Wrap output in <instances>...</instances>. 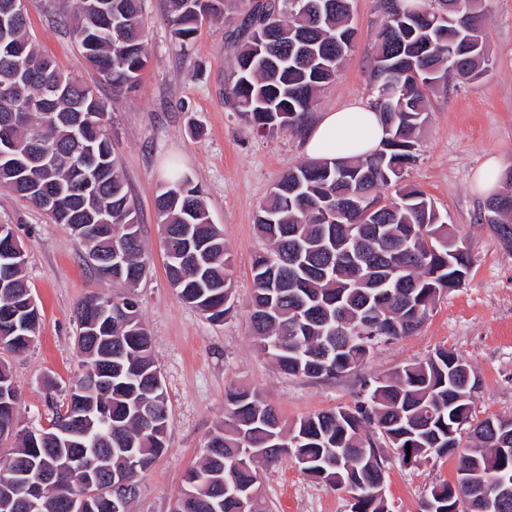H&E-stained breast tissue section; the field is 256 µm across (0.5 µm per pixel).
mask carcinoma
I'll return each mask as SVG.
<instances>
[{
    "label": "carcinoma",
    "instance_id": "1",
    "mask_svg": "<svg viewBox=\"0 0 512 512\" xmlns=\"http://www.w3.org/2000/svg\"><path fill=\"white\" fill-rule=\"evenodd\" d=\"M141 0H72L71 35L112 92L139 85L148 53ZM167 23L181 44L192 42L202 20L224 15V0H168ZM480 0H383L385 20L375 34L371 69L374 102L386 139L365 159H311L288 170L260 203L255 223L268 249L252 265L253 335L262 353L288 375L334 378L353 372L382 340L417 330L436 299L464 281L470 258L448 244L446 215L422 189L404 183L416 162L414 132L427 120L429 92L453 75L479 78L489 65ZM352 0H266L241 12L248 40L234 53L228 98L258 132L298 127L317 94L336 77L352 49ZM57 145L64 162L47 170L20 164L33 140ZM396 187L388 201L381 190ZM0 187L33 203L55 224L67 225L88 252L117 248L127 255L112 279L134 288L146 276L137 207L129 194L95 90L61 71L27 34V19L0 29ZM167 226L164 252L172 288L191 308L221 321L231 309L230 259L224 236L211 223L201 191L174 168L155 199ZM503 242L512 241V190L486 204L481 216ZM0 233V349L21 353L40 327V311L25 304L29 288L21 245ZM83 372L67 390V413L55 429H16L3 406L17 404L9 364L0 357V443L14 440L0 469V488L26 494L21 475L49 473L41 512H71L58 487L83 479L86 464L122 472L127 483L87 488L92 512H114L118 493L128 502L166 447L168 406L151 354V338L135 294L96 295L75 308ZM467 364L438 349L427 359L364 383L348 408L320 412L287 427L250 389L224 396V422L206 442L179 497L184 512H239L227 493L246 486L250 512H270L256 460L290 457L320 483L350 494V512H388L380 494L385 456L364 436L378 429L401 460L413 465L461 450L466 481L442 482L420 512H483L497 486L512 485V425L477 423L457 401ZM468 432L473 444L463 443ZM411 449H406V446Z\"/></svg>",
    "mask_w": 512,
    "mask_h": 512
}]
</instances>
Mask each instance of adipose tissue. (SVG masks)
Here are the masks:
<instances>
[{"mask_svg": "<svg viewBox=\"0 0 512 512\" xmlns=\"http://www.w3.org/2000/svg\"><path fill=\"white\" fill-rule=\"evenodd\" d=\"M385 127L371 103L353 101L323 113L304 139V152L311 158L351 159L379 149Z\"/></svg>", "mask_w": 512, "mask_h": 512, "instance_id": "1", "label": "adipose tissue"}]
</instances>
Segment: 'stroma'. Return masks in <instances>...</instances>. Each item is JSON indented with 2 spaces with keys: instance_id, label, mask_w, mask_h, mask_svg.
<instances>
[{
  "instance_id": "obj_1",
  "label": "stroma",
  "mask_w": 512,
  "mask_h": 512,
  "mask_svg": "<svg viewBox=\"0 0 512 512\" xmlns=\"http://www.w3.org/2000/svg\"><path fill=\"white\" fill-rule=\"evenodd\" d=\"M70 0H26L29 34L59 69L91 86L108 106L115 154L139 214V236L149 270L135 293L151 337L152 354L169 403L167 448L141 481L133 512H170L187 471L199 464L210 434L224 419V393L258 391L286 423L350 407L365 381L456 352L475 382V420L512 418V249L480 220L488 202L473 180L492 155L512 170V0H484L486 50L494 64L474 81L449 79L429 94L427 122L417 134V162L406 180L446 212L471 260L459 288L436 301L415 332L379 343L357 371L333 379L289 376L258 349L249 305L251 266L266 245L255 228L261 201L288 168L305 161V127L259 134L225 97L240 19H204L194 45L182 49L167 24L168 0H142L148 62L138 87L113 93L88 66L65 22ZM357 37L348 61L308 114L316 119L354 100L371 98L374 35L384 20L380 0H353ZM198 184L211 220L224 232L232 266V308L222 321L184 304L164 266L163 231L155 196L170 167ZM0 224L9 225L25 251L26 279L40 311L32 345L9 355L18 394L17 423L44 429L53 407L82 371L76 346L78 302L122 295L123 284L101 277L84 243L67 225L0 188ZM384 488L390 512H419L442 482H455L459 456L448 453L414 465L387 451ZM272 512H350V496L316 483L290 459L259 463Z\"/></svg>"
}]
</instances>
